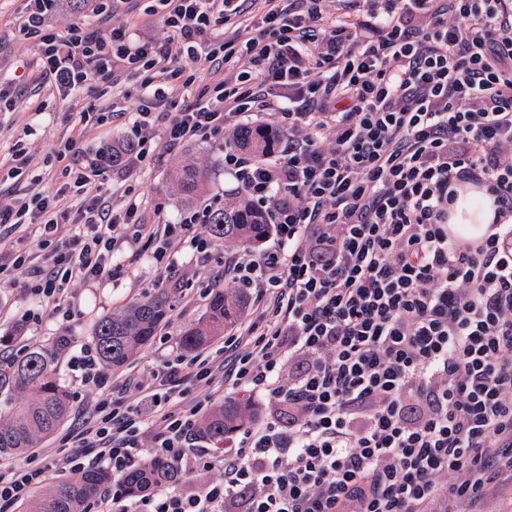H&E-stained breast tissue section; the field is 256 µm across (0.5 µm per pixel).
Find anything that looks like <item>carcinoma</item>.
<instances>
[{"label": "carcinoma", "mask_w": 512, "mask_h": 512, "mask_svg": "<svg viewBox=\"0 0 512 512\" xmlns=\"http://www.w3.org/2000/svg\"><path fill=\"white\" fill-rule=\"evenodd\" d=\"M279 136L276 131L246 127L238 132L235 143L263 156L273 150ZM204 182L205 174L193 164L183 165L177 173L179 190L188 202L195 198ZM207 229L212 236L250 252L268 236L272 225L243 202L219 211ZM246 303V295L240 290L229 291L220 285L212 288L201 321L180 335L181 349L194 352L223 334L237 322ZM171 306L172 295L162 288L120 314L101 318L93 333L100 360L115 369L125 365L157 335L167 322ZM7 380L12 391L29 393L31 397L15 402L8 414L0 417V456L19 455L54 433L67 419L71 403V394L59 382L48 349L30 351L14 361ZM254 418L252 403L243 395L210 409L199 424V432L214 448L221 449L224 441ZM162 480L175 483L179 475L167 460L158 457L128 472L117 489L128 496L143 495ZM110 487L112 476L108 472L84 471L75 481L60 483L42 497L23 503L21 512H83L87 500Z\"/></svg>", "instance_id": "1"}]
</instances>
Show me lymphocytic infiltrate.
<instances>
[{"label":"lymphocytic infiltrate","mask_w":512,"mask_h":512,"mask_svg":"<svg viewBox=\"0 0 512 512\" xmlns=\"http://www.w3.org/2000/svg\"><path fill=\"white\" fill-rule=\"evenodd\" d=\"M61 2L25 0L17 26L60 98L123 75L158 101L199 89L184 110L137 113V161L161 143H219L248 112L274 116L287 134L276 158L228 144L224 171L277 243L217 273L255 294L251 318L224 338L231 360L172 352L146 385L112 380L95 349L68 345L73 384L96 390L93 412L55 454L0 464V512L56 473L97 468L117 485L157 456L222 477L139 497L105 490L85 512H451L512 472V0H350L365 13L333 20L326 0H261L256 23L229 39L239 0H158L162 41L133 38L119 0H83L91 20L58 30ZM208 63L229 77L207 82ZM113 116L80 113L52 147L63 184L0 206V228L37 242L0 243V273L46 305L31 320L69 316L73 281L118 280L119 242L149 255L160 282L176 274L173 246L211 258L217 199L174 224L147 220L132 188L107 204L106 168L77 144ZM471 189L493 217L467 240L448 221ZM197 381L263 394L275 410L212 453L196 444Z\"/></svg>","instance_id":"1"}]
</instances>
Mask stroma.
<instances>
[{"instance_id": "stroma-1", "label": "stroma", "mask_w": 512, "mask_h": 512, "mask_svg": "<svg viewBox=\"0 0 512 512\" xmlns=\"http://www.w3.org/2000/svg\"><path fill=\"white\" fill-rule=\"evenodd\" d=\"M21 4L22 0H0V93L16 102L14 111L0 112V162L8 161L15 145L19 144L26 151L28 163L21 177L0 180V204L11 203L26 193L49 191L61 184V168L50 161V149L68 136L77 114L96 102L94 93L86 88L73 92L64 101L53 96L47 81L39 73L32 43L12 34ZM193 98V91L184 89L159 102L152 98L139 78L122 77L119 86L106 96L118 110V118L112 124L96 129L79 143L78 149L84 156H94L107 141L130 139L129 128L136 110L173 112ZM185 161L197 164L207 173L202 198L219 197L225 208L239 203L240 197L224 173V154L219 146L206 142L174 149L161 146L143 163L134 166L133 179L149 208H161L165 221L178 222L185 208L175 184L177 168ZM114 261L123 265L126 271L119 286L108 282L72 284L74 304L70 317H47L40 324H28L18 342L19 347L26 351L42 347L55 351L56 340L62 336L77 345L92 344L94 327L101 317L122 312L130 303L155 292L154 271L146 256L125 246L116 253ZM39 305L38 297L0 280V334L18 322L25 311L37 310ZM205 305V298L200 296L188 302L174 300L168 323L132 358L125 367L126 372L151 382L152 373L164 353L177 348L182 330L201 320ZM54 366L59 381L70 385L66 355L55 351Z\"/></svg>"}]
</instances>
